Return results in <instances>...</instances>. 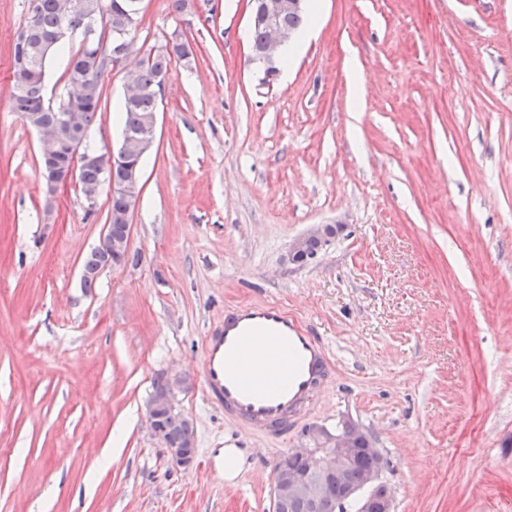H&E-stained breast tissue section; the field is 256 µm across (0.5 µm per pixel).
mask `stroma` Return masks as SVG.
<instances>
[{"instance_id": "1", "label": "stroma", "mask_w": 512, "mask_h": 512, "mask_svg": "<svg viewBox=\"0 0 512 512\" xmlns=\"http://www.w3.org/2000/svg\"><path fill=\"white\" fill-rule=\"evenodd\" d=\"M323 5L266 84L247 0H144L140 53L177 34L193 54L170 69L132 259L87 288L110 194L91 215L75 182L47 201L10 101L31 0H0V512H272L303 428L342 419L381 448L392 512H512V0ZM102 85L97 150L122 138L123 71ZM316 224L341 230L289 263ZM252 303L296 313L334 362L280 441L202 392L206 331ZM161 376L185 380L188 470L146 428Z\"/></svg>"}]
</instances>
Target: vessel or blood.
I'll return each mask as SVG.
<instances>
[{"label":"vessel or blood","instance_id":"1","mask_svg":"<svg viewBox=\"0 0 512 512\" xmlns=\"http://www.w3.org/2000/svg\"><path fill=\"white\" fill-rule=\"evenodd\" d=\"M203 392L225 416L258 432L286 430L331 377L328 348L295 314L275 304L226 309L201 355Z\"/></svg>","mask_w":512,"mask_h":512}]
</instances>
